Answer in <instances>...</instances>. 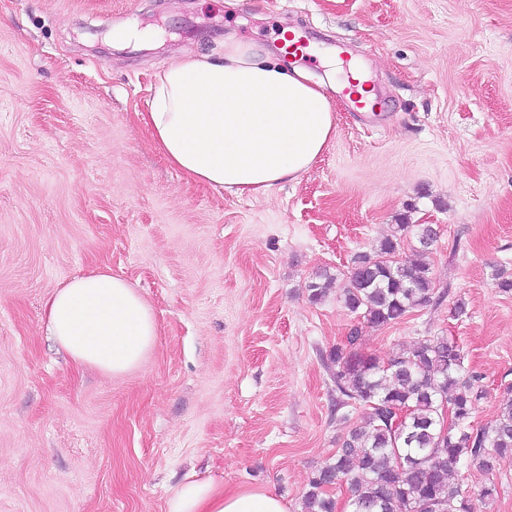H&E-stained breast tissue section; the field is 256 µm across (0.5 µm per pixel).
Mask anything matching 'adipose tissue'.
I'll return each mask as SVG.
<instances>
[{
    "label": "adipose tissue",
    "mask_w": 512,
    "mask_h": 512,
    "mask_svg": "<svg viewBox=\"0 0 512 512\" xmlns=\"http://www.w3.org/2000/svg\"><path fill=\"white\" fill-rule=\"evenodd\" d=\"M333 81L283 66L229 36L224 53H181L160 73L145 116L158 149L188 178L233 193H265L305 173L336 132ZM47 330L76 363L112 375L138 368L157 335L139 292L107 272L76 277L47 303ZM167 512H288L282 499L211 479L183 483Z\"/></svg>",
    "instance_id": "obj_1"
}]
</instances>
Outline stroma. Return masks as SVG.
<instances>
[{
    "label": "stroma",
    "instance_id": "1",
    "mask_svg": "<svg viewBox=\"0 0 512 512\" xmlns=\"http://www.w3.org/2000/svg\"><path fill=\"white\" fill-rule=\"evenodd\" d=\"M286 24L354 61L375 111L333 93L334 137L269 193L188 180L144 120L157 74L178 51L223 53L230 35L276 49ZM124 26L145 38L112 43ZM402 222L439 227L434 299L376 327L340 290L387 237L411 258ZM102 270L158 325L120 376L45 332L52 293ZM500 271L512 277V0H0V512H166L189 478L301 512L363 420L336 416L323 363L353 330L382 360L448 337L482 377L472 423L486 425L512 398ZM321 273L335 286L314 303ZM458 478L479 512H512V457Z\"/></svg>",
    "mask_w": 512,
    "mask_h": 512
}]
</instances>
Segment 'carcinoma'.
Wrapping results in <instances>:
<instances>
[{
	"label": "carcinoma",
	"instance_id": "1",
	"mask_svg": "<svg viewBox=\"0 0 512 512\" xmlns=\"http://www.w3.org/2000/svg\"><path fill=\"white\" fill-rule=\"evenodd\" d=\"M408 229L419 244V259L397 258L399 243L386 238L375 255L354 258L341 289L348 311L371 325L397 323L431 302L434 279L426 255L438 233L428 224L398 225ZM333 281L324 275L310 282L309 300L321 301ZM357 341L350 332L345 344L330 350L325 367L338 393L336 410L360 409L364 423L317 469L301 512H335L336 502L326 493L331 484L347 485L350 512H477L455 480L457 467L490 473L499 459L512 456V401L489 424L471 429L467 421L484 391L455 343L432 336L382 362L358 352ZM399 412L405 416L394 427ZM446 413L453 424L444 431Z\"/></svg>",
	"mask_w": 512,
	"mask_h": 512
}]
</instances>
